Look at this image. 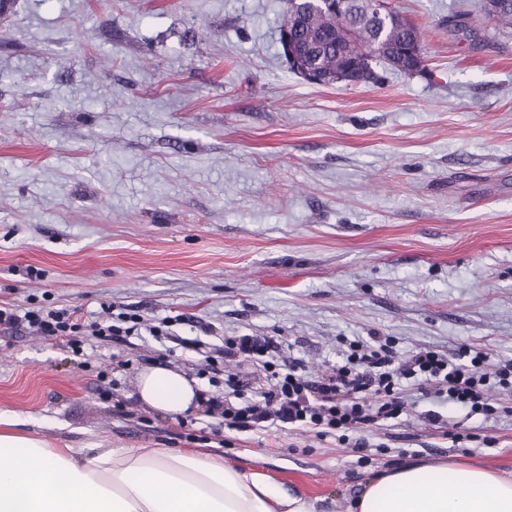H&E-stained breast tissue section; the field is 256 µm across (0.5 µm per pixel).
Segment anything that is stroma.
Returning <instances> with one entry per match:
<instances>
[{"mask_svg": "<svg viewBox=\"0 0 512 512\" xmlns=\"http://www.w3.org/2000/svg\"><path fill=\"white\" fill-rule=\"evenodd\" d=\"M481 3L391 0L424 69L318 85L283 54L288 0H14L0 14V302L187 320L175 343L76 352L2 331L0 411L75 448L220 455L335 512L412 459L511 475L512 415L445 408L477 436L461 450L424 423L416 389L362 456L135 394L158 362L219 395L194 348L241 334L278 337L312 371L372 336L402 356L466 342L512 359V29ZM462 12L466 34L448 25Z\"/></svg>", "mask_w": 512, "mask_h": 512, "instance_id": "obj_1", "label": "stroma"}]
</instances>
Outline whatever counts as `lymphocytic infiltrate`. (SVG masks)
Returning <instances> with one entry per match:
<instances>
[{
  "mask_svg": "<svg viewBox=\"0 0 512 512\" xmlns=\"http://www.w3.org/2000/svg\"><path fill=\"white\" fill-rule=\"evenodd\" d=\"M180 321L175 315L151 322L134 312H114L109 305L95 321L67 308L34 306L22 312L0 305V326L14 329L25 324L36 335L75 347L87 336L120 341L141 329L169 338ZM274 346L269 336L225 338L221 355L249 365L225 381L232 400L214 396L208 400L209 409L219 412L227 427L249 431L285 426L321 439L347 430L356 433L354 448L360 452L372 427L397 419L406 410L404 380H422L423 398L487 418L499 411L494 391L512 392V359L490 363L486 352L468 344L453 358L423 348L401 359L392 337L378 336L370 343L350 342L343 363L313 375L306 374L295 358L267 360Z\"/></svg>",
  "mask_w": 512,
  "mask_h": 512,
  "instance_id": "lymphocytic-infiltrate-1",
  "label": "lymphocytic infiltrate"
}]
</instances>
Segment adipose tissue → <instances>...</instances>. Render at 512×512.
Masks as SVG:
<instances>
[{
	"instance_id": "ef3b65f1",
	"label": "adipose tissue",
	"mask_w": 512,
	"mask_h": 512,
	"mask_svg": "<svg viewBox=\"0 0 512 512\" xmlns=\"http://www.w3.org/2000/svg\"><path fill=\"white\" fill-rule=\"evenodd\" d=\"M136 396L174 416L203 395L182 373L142 371ZM265 472L189 449L57 448L0 412V512H322ZM350 512H512V476L457 462H404L370 478Z\"/></svg>"
}]
</instances>
